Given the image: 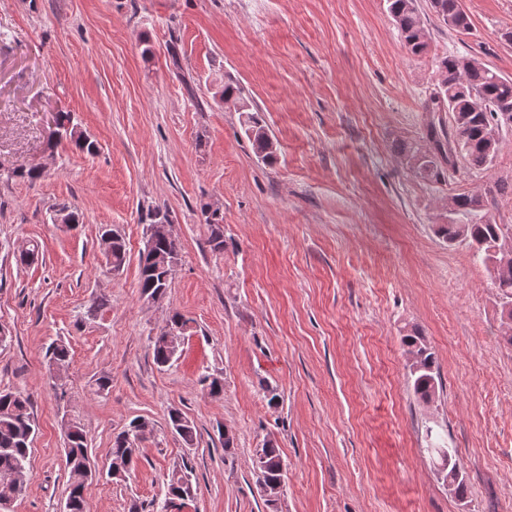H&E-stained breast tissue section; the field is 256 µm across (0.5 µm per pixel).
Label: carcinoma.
<instances>
[{
	"label": "carcinoma",
	"mask_w": 512,
	"mask_h": 512,
	"mask_svg": "<svg viewBox=\"0 0 512 512\" xmlns=\"http://www.w3.org/2000/svg\"><path fill=\"white\" fill-rule=\"evenodd\" d=\"M388 11L399 32L405 47L418 55L427 50L428 40L423 37L424 21L416 7V0H387ZM432 11L443 23L453 20L450 28L457 32H466L470 28L469 17L462 9L460 0H430ZM438 89L429 98L427 108L431 112L444 108L452 114L456 126L447 131L440 126L427 128L425 140L432 149L425 152L422 145L403 143L400 154L415 169L417 174L426 179H436L443 171L445 146L448 139L456 140V156L464 158L474 169L490 168L497 156L499 145L490 143L489 135L494 130H501L512 125L504 119V114H512V79L505 78L487 68L475 58L450 55L441 61ZM233 102L237 110L244 115L243 132L252 142L256 154L261 160L272 163L276 160V150L270 147L268 130L258 111L253 110L241 97L240 91L230 85L224 86V102ZM74 129L71 114L56 113V128L51 131L48 140L58 145L63 140L60 132ZM483 198L479 195H459L452 199L453 211L463 215H474L481 210ZM210 228L209 243L212 249H224L223 217L219 215L205 218ZM503 233L500 224L485 221L481 224L438 225V234L448 243L466 241L474 249L476 256L490 272L491 279L499 289V298L512 304V258L505 261L495 255L493 248L497 238ZM157 254L179 258L180 245L175 239L159 237L155 241ZM126 244L124 239L112 234V252L109 261L115 269L121 268L126 261ZM164 273L153 262L152 254L142 256L139 264V288L141 296L162 299L169 284L163 280ZM402 343L413 362L408 365L409 382L417 398L430 403L434 400L438 380L436 358L424 337L416 332L402 336ZM153 358L157 365L166 366L178 358L173 349L158 338L152 339ZM140 420L131 421L128 429L112 437L110 456L125 458L133 462L137 456V445L128 438ZM168 424L180 437L184 445L195 446L198 436L194 423L181 411L174 409L169 413ZM35 435L33 402L30 396L21 392L0 391V500L18 499L23 490L1 482L22 466L30 465L31 444ZM65 462L69 476V512H87L82 468L89 460L88 441L80 425L73 423L66 434ZM440 465L445 467L444 477L448 478V491L457 498H463L466 481L456 464L448 462L453 449L435 442L429 449ZM283 464L280 448L272 439L264 443L263 458L255 467L256 482L270 487L266 497L267 504L273 506L279 500L280 469ZM184 483L167 482V497L157 504L154 512H168V505L176 500L185 501L193 497L190 479L192 468H181Z\"/></svg>",
	"instance_id": "1"
}]
</instances>
